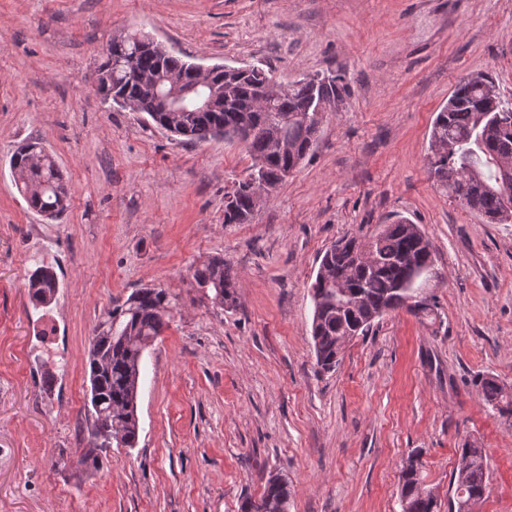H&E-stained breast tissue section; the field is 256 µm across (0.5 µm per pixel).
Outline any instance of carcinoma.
Here are the masks:
<instances>
[{
    "mask_svg": "<svg viewBox=\"0 0 512 512\" xmlns=\"http://www.w3.org/2000/svg\"><path fill=\"white\" fill-rule=\"evenodd\" d=\"M197 80L196 66L169 51L145 48L134 32L112 39L107 59L98 70V92L115 104H144L143 112L159 127L170 124L185 132L190 144L213 139H236L245 144L252 164L246 178L224 194V223L248 224L268 199L249 190L250 179L262 178L276 191L286 173L296 170L318 138L322 113L343 101L348 92L342 76L306 75L283 89L270 90L264 109L255 102L272 81L260 66L223 80L224 107L216 112H159L146 100L136 75ZM497 92L487 73L459 81L448 97L451 105L436 115L430 135L429 168L437 188L477 213L489 223L512 218V104L490 101ZM18 191L28 206L51 218L68 208L70 192L52 154L38 143H28L12 156ZM427 271L433 264L429 241L418 225L398 219L384 224L370 240L343 236L325 251L311 286L313 318L311 337L319 370L329 372L339 364L341 337L366 335L374 321L390 310L406 308L419 315L434 311L436 303L421 296L422 289L408 280V265ZM193 278L214 303L231 309L237 305L236 281L221 257H212L193 270ZM38 306L55 298L58 281L46 266L34 269L26 284ZM174 304L163 288H140L123 303L108 310L93 329L89 351L91 391L88 433L92 447L81 449L77 464L97 469L108 448H133L139 437L137 415L145 350L163 332ZM481 401L512 426V387L493 375L475 380ZM421 452L407 459L400 473L402 512H440L436 494L424 487ZM488 457L485 449L469 443L459 449L448 495V512H474L484 498ZM288 478L270 473L259 499L250 497L241 512H288Z\"/></svg>",
    "mask_w": 512,
    "mask_h": 512,
    "instance_id": "carcinoma-1",
    "label": "carcinoma"
}]
</instances>
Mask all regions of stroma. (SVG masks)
Here are the masks:
<instances>
[{"mask_svg":"<svg viewBox=\"0 0 512 512\" xmlns=\"http://www.w3.org/2000/svg\"><path fill=\"white\" fill-rule=\"evenodd\" d=\"M134 31L284 85L344 76L310 154L250 223L224 221L251 164L241 142H180L97 93L109 43ZM479 72L512 103V0H0V512H240L272 472L288 512H401L408 456L421 451L444 502L467 442L488 455L476 512H512V427L473 384L512 385V223L463 208L427 165L436 113ZM31 140L71 188L60 219L15 185L10 157ZM400 217L432 246L420 285L434 312L384 314L318 372L325 249ZM214 256L238 279L236 308L192 278ZM43 265L59 283L46 307L26 289ZM146 287L175 307L146 351L138 444L78 473L93 328Z\"/></svg>","mask_w":512,"mask_h":512,"instance_id":"35a3bbf8","label":"stroma"}]
</instances>
